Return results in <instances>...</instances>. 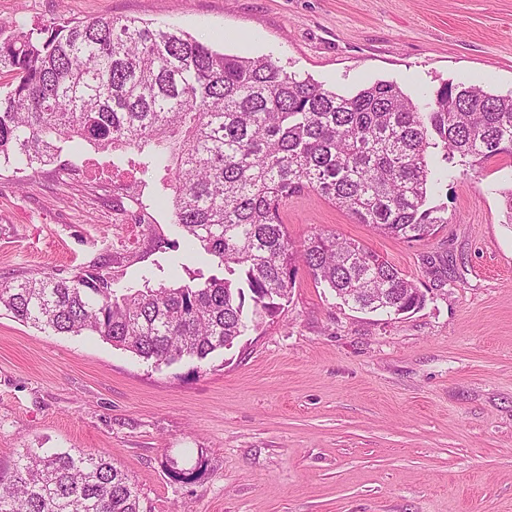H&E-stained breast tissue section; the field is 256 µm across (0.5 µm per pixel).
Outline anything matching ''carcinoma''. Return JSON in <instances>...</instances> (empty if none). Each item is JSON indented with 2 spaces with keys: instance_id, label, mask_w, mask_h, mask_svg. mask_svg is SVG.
<instances>
[{
  "instance_id": "1",
  "label": "carcinoma",
  "mask_w": 512,
  "mask_h": 512,
  "mask_svg": "<svg viewBox=\"0 0 512 512\" xmlns=\"http://www.w3.org/2000/svg\"><path fill=\"white\" fill-rule=\"evenodd\" d=\"M0 37V166L36 171L86 146L138 174L139 207H164L183 246L224 275L154 281L81 270L0 282V309L44 331L99 336L155 367L202 362L274 318L303 268L368 313L425 295L380 254L316 233L296 245L281 208L309 190L382 235L421 241L447 223L430 203L457 167L512 158V94L444 83L412 99L378 81L352 96L272 58L217 51L175 25L60 19ZM0 512H143L128 473L93 453L22 449Z\"/></svg>"
}]
</instances>
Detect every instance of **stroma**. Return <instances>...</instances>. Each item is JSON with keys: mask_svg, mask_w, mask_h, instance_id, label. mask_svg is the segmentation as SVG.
Here are the masks:
<instances>
[{"mask_svg": "<svg viewBox=\"0 0 512 512\" xmlns=\"http://www.w3.org/2000/svg\"><path fill=\"white\" fill-rule=\"evenodd\" d=\"M174 24L216 49L268 55L356 93L410 96L465 80L512 92V0H0V31L60 18ZM67 155L18 179L0 167V279L140 269L141 229L112 155ZM512 162L459 167L433 197L446 222L406 242L313 192L289 198L293 241L328 230L425 294L398 316L351 310L298 273L279 315L231 349L160 368L97 336L0 311V476L22 448L111 455L144 512H512ZM204 462L185 484L171 465Z\"/></svg>", "mask_w": 512, "mask_h": 512, "instance_id": "1", "label": "stroma"}]
</instances>
